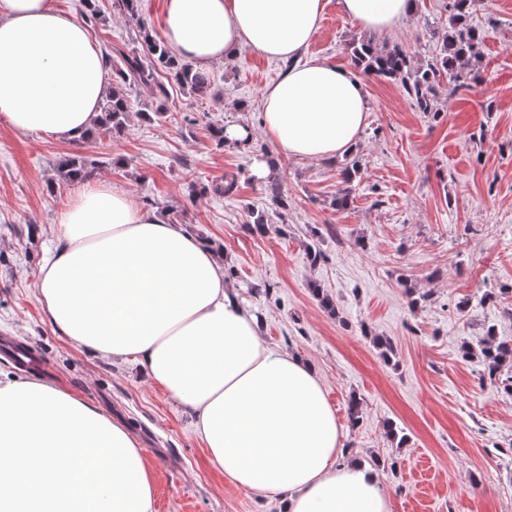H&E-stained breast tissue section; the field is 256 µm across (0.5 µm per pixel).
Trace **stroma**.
<instances>
[{
    "instance_id": "stroma-1",
    "label": "stroma",
    "mask_w": 512,
    "mask_h": 512,
    "mask_svg": "<svg viewBox=\"0 0 512 512\" xmlns=\"http://www.w3.org/2000/svg\"><path fill=\"white\" fill-rule=\"evenodd\" d=\"M97 4L98 19L86 22L101 51L141 50L142 26L162 39L163 0H141L136 24L112 0ZM469 23L481 36L477 82L452 96L440 76L435 108L423 112L400 82L363 75L368 118L348 156L297 159L270 142L259 105L288 64L246 48L212 63L202 91L172 85L164 101L134 94L119 131L67 140L0 121V379L60 386L124 423L154 474L155 512H280L279 501L257 500L209 467L191 414L136 361L77 346L46 319L40 269L80 188L59 180L57 165L79 154L95 161V179L214 243L263 336L322 379L345 450L377 462L390 512H512V396L480 384L482 365L461 357L490 325L512 342V0L477 7ZM447 25L448 0H417L396 34L374 37L326 0L306 54L350 70L351 43L370 39L424 64L439 56ZM160 107L164 117L145 120ZM220 125L246 129L248 145H216ZM353 157L360 170L347 183ZM227 177L233 193H212ZM273 181L286 207L273 204ZM341 192L350 195L344 210L332 205ZM256 211L267 234L250 228ZM316 285L335 311L320 305ZM377 336L391 339V362ZM353 396L362 400L355 426ZM388 420L403 445L386 436Z\"/></svg>"
}]
</instances>
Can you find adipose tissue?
<instances>
[{"mask_svg": "<svg viewBox=\"0 0 512 512\" xmlns=\"http://www.w3.org/2000/svg\"><path fill=\"white\" fill-rule=\"evenodd\" d=\"M380 35L415 0H340ZM325 0H164V39L205 68L240 48L290 60L261 101L266 136L322 160L354 148L368 117L355 73L305 58ZM109 85L86 27L53 0H0V119L14 131L79 139ZM38 302L69 341L131 357L183 404L209 465L283 512H390L378 472L344 460L342 430L314 368L268 343L212 246L104 180L59 219ZM0 512H154V477L127 428L70 392L0 381Z\"/></svg>", "mask_w": 512, "mask_h": 512, "instance_id": "1", "label": "adipose tissue"}]
</instances>
